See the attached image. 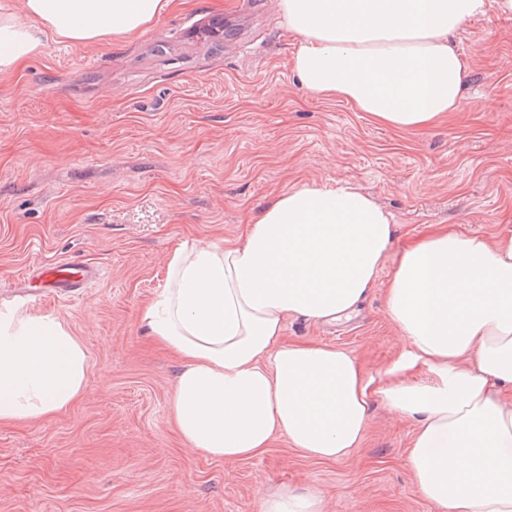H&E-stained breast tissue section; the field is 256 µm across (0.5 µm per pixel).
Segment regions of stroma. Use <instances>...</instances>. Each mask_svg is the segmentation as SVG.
<instances>
[{
	"mask_svg": "<svg viewBox=\"0 0 512 512\" xmlns=\"http://www.w3.org/2000/svg\"><path fill=\"white\" fill-rule=\"evenodd\" d=\"M455 42L463 97L423 133L304 91L277 0H187L133 37L46 38L0 73V307L36 263L103 272L86 294L36 307L85 346L87 386L57 417L0 424V512H259L282 485L321 491L327 512H432L407 464L415 425L379 402L336 461L284 436L234 462L187 447L169 422L180 364L139 312L169 251L235 238L305 182L370 195L396 251L448 227L512 228V15L489 11ZM284 339L342 348L369 373L405 345L379 287L345 323L288 317Z\"/></svg>",
	"mask_w": 512,
	"mask_h": 512,
	"instance_id": "1",
	"label": "stroma"
}]
</instances>
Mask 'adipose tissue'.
<instances>
[{
  "label": "adipose tissue",
  "mask_w": 512,
  "mask_h": 512,
  "mask_svg": "<svg viewBox=\"0 0 512 512\" xmlns=\"http://www.w3.org/2000/svg\"><path fill=\"white\" fill-rule=\"evenodd\" d=\"M174 0H26L0 7V73L54 36L73 44L142 33ZM512 0H278L300 36L303 90L336 97L405 131L456 111L466 65L451 39ZM391 215L356 186L305 183L279 194L235 240L185 241L140 320L182 362L171 414L183 441L240 460L276 436L322 460L358 446L369 404L413 420L409 469L434 512H512V230L485 239L440 230L388 252ZM387 311L406 340L365 373L351 353L287 343L288 316L350 317L381 270ZM88 356L63 319L0 308V423L66 411ZM260 512H325L321 492L282 486Z\"/></svg>",
  "instance_id": "adipose-tissue-1"
}]
</instances>
